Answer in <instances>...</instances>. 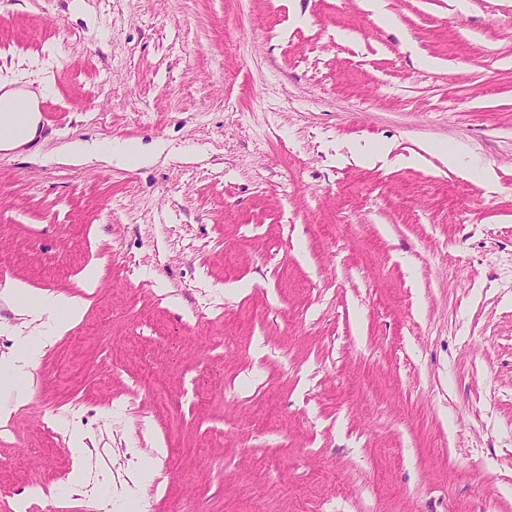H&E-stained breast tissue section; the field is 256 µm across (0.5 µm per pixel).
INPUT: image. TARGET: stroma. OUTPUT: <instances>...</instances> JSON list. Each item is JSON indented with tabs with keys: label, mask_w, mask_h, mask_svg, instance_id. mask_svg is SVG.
Segmentation results:
<instances>
[{
	"label": "stroma",
	"mask_w": 512,
	"mask_h": 512,
	"mask_svg": "<svg viewBox=\"0 0 512 512\" xmlns=\"http://www.w3.org/2000/svg\"><path fill=\"white\" fill-rule=\"evenodd\" d=\"M458 1L0 0V84L55 115L0 150V282L85 302L0 512H134L156 448L153 512H512V0Z\"/></svg>",
	"instance_id": "stroma-1"
}]
</instances>
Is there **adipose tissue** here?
I'll return each instance as SVG.
<instances>
[{
	"label": "adipose tissue",
	"instance_id": "ef3b65f1",
	"mask_svg": "<svg viewBox=\"0 0 512 512\" xmlns=\"http://www.w3.org/2000/svg\"><path fill=\"white\" fill-rule=\"evenodd\" d=\"M0 298L11 303L18 315L50 317L39 335L19 339L13 354L0 358L1 416L9 406H20L30 400L33 393L31 367L44 349L53 345L83 316L84 302L80 297L51 291L33 294L24 284L10 279L0 284Z\"/></svg>",
	"mask_w": 512,
	"mask_h": 512
}]
</instances>
